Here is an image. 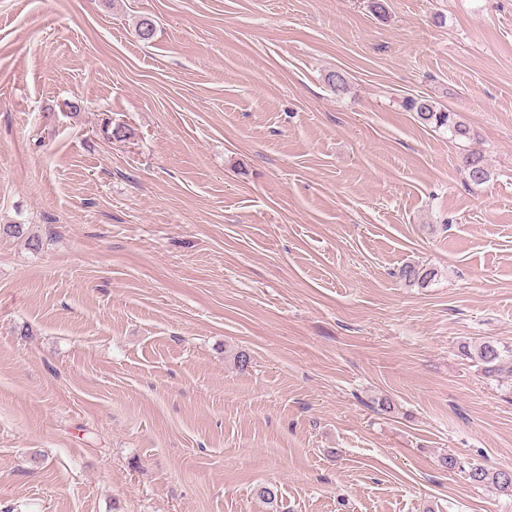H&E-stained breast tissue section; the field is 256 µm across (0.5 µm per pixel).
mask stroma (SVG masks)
Masks as SVG:
<instances>
[{
  "mask_svg": "<svg viewBox=\"0 0 512 512\" xmlns=\"http://www.w3.org/2000/svg\"><path fill=\"white\" fill-rule=\"evenodd\" d=\"M371 2L0 0V512H512V0ZM405 108L415 112L417 117L427 125H432L438 130L449 132L451 137L457 140H469L470 129L454 112L442 110L437 104L425 97L408 98ZM463 168L470 182L481 184L490 177V171L480 154L471 153L462 159ZM398 276L409 285L418 284L426 287L437 276V272L420 266L405 265L399 269ZM477 358L482 372L488 377L502 375L504 372L512 373V351L501 350L494 342L480 345ZM443 466L450 470L460 469L466 474L469 482L477 487H494L501 492H512V471L490 468L481 463H464L452 454L442 459Z\"/></svg>",
  "mask_w": 512,
  "mask_h": 512,
  "instance_id": "stroma-1",
  "label": "stroma"
}]
</instances>
